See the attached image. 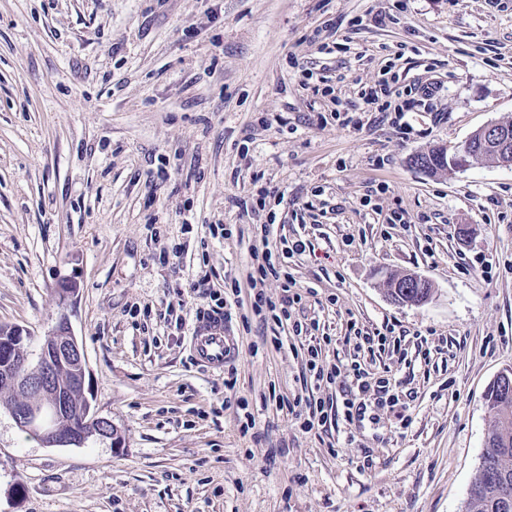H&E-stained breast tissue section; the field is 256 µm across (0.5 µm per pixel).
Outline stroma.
Segmentation results:
<instances>
[{
	"label": "stroma",
	"mask_w": 512,
	"mask_h": 512,
	"mask_svg": "<svg viewBox=\"0 0 512 512\" xmlns=\"http://www.w3.org/2000/svg\"><path fill=\"white\" fill-rule=\"evenodd\" d=\"M389 61L434 95L392 96L358 129L302 84L313 71L352 108ZM506 120L512 0H0V325L27 328L34 359L68 317L122 442L45 447L0 393V512H465L486 395L512 368V168L410 159ZM284 237L306 244L288 270L328 362L349 357V319L405 332L388 366L409 425L383 410L307 432L282 408L339 391L315 388L303 338L277 349L241 319L251 248ZM228 271L236 351L214 373L189 341ZM405 272L428 302L387 296Z\"/></svg>",
	"instance_id": "35a3bbf8"
}]
</instances>
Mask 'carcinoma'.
Wrapping results in <instances>:
<instances>
[{
	"label": "carcinoma",
	"instance_id": "carcinoma-1",
	"mask_svg": "<svg viewBox=\"0 0 512 512\" xmlns=\"http://www.w3.org/2000/svg\"><path fill=\"white\" fill-rule=\"evenodd\" d=\"M486 400L490 424L466 512H512V500L506 506L501 498L503 488L512 489V396L492 385Z\"/></svg>",
	"mask_w": 512,
	"mask_h": 512
}]
</instances>
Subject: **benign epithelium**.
I'll return each instance as SVG.
<instances>
[{"mask_svg": "<svg viewBox=\"0 0 512 512\" xmlns=\"http://www.w3.org/2000/svg\"><path fill=\"white\" fill-rule=\"evenodd\" d=\"M474 146L499 167H512V127L492 122L477 128ZM30 333L0 325V391L17 394L16 425L48 448L83 446L90 439L120 444L112 422L98 415L88 397L89 368L69 319L61 317L40 343L36 363L25 347Z\"/></svg>", "mask_w": 512, "mask_h": 512, "instance_id": "obj_1", "label": "benign epithelium"}]
</instances>
